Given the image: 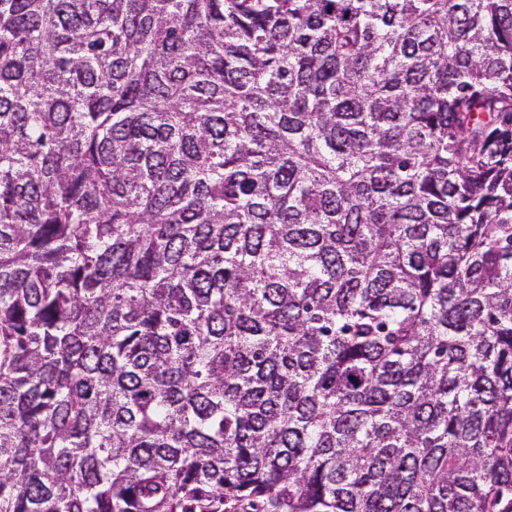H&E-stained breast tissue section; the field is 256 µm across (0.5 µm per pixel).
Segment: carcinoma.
I'll use <instances>...</instances> for the list:
<instances>
[{
	"instance_id": "obj_1",
	"label": "carcinoma",
	"mask_w": 512,
	"mask_h": 512,
	"mask_svg": "<svg viewBox=\"0 0 512 512\" xmlns=\"http://www.w3.org/2000/svg\"><path fill=\"white\" fill-rule=\"evenodd\" d=\"M0 512H512V0H0Z\"/></svg>"
}]
</instances>
